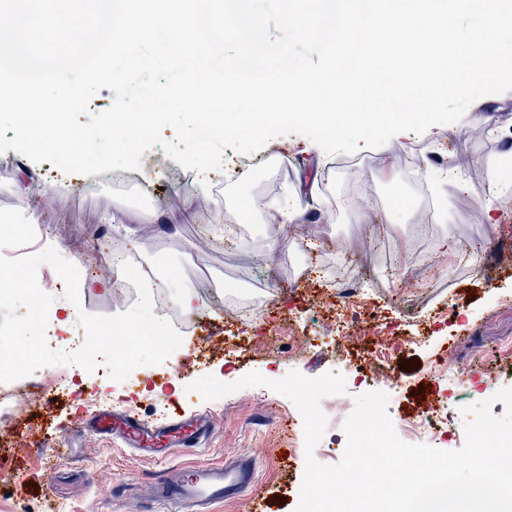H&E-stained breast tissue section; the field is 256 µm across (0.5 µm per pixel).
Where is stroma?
I'll use <instances>...</instances> for the list:
<instances>
[{
    "label": "stroma",
    "mask_w": 512,
    "mask_h": 512,
    "mask_svg": "<svg viewBox=\"0 0 512 512\" xmlns=\"http://www.w3.org/2000/svg\"><path fill=\"white\" fill-rule=\"evenodd\" d=\"M431 143L418 135L361 147L353 155L321 159L292 147V135L273 137L251 158L267 170L224 186V208L253 201L245 232L231 250L205 241L195 210L212 198L199 182L180 179L182 168L163 146L144 181L124 190L111 188L101 175H74L70 189L44 182L26 195L23 170L40 164L7 151L0 169V208L20 210L35 220L37 242L78 254L99 246L135 254L144 265L177 270L169 283L173 300L193 297L181 309L182 323H193L211 337L215 352L197 364L188 348L163 363L134 369L121 382L80 366L63 371L78 393L53 403L32 404L23 380L12 382L18 413L0 416V512H161L152 487L166 472L192 464H220L244 457L256 465V482L240 501L213 506L212 512H294L305 471L303 446L283 432L302 424L296 406L264 386L246 387L207 401L189 385L212 375L232 383L256 371L278 380L296 370L308 377L344 370L363 374L374 350L388 355L398 379L385 380L391 420L412 413L430 400L427 385L434 356L464 370L448 399L444 447L464 443L463 407L486 401L489 373L512 372V166L504 149L512 139V91L474 101L458 122L438 126ZM439 148L453 172L441 187L431 183L424 157ZM498 174L508 185L494 203L497 223L484 219L488 178ZM399 193L411 205V222L391 223ZM298 198L297 223L277 220V205ZM161 209L168 224H151L145 214ZM118 212L106 236L92 238L103 214ZM348 267L357 280L358 304L345 312L351 337L331 333L323 308L321 282H335L334 263ZM273 285L269 306L258 303L264 285ZM400 332H425L428 340L395 348L376 336L378 322ZM314 337L299 348L300 337ZM176 402L186 416L206 415L212 433L196 449H173L165 458L142 459L119 439L81 428L80 420L102 409H128L154 422L168 417ZM354 396L324 400L328 417L314 449L322 464L337 463L346 447L343 424Z\"/></svg>",
    "instance_id": "stroma-1"
}]
</instances>
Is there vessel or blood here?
I'll return each instance as SVG.
<instances>
[{
  "label": "vessel or blood",
  "instance_id": "vessel-or-blood-1",
  "mask_svg": "<svg viewBox=\"0 0 512 512\" xmlns=\"http://www.w3.org/2000/svg\"><path fill=\"white\" fill-rule=\"evenodd\" d=\"M87 427L99 434L120 436L146 457L161 458L173 445L197 447L210 432L211 421L204 415L186 419L178 413L149 423L131 411L103 410L91 417ZM253 482V462L240 458L173 471L156 484L154 497L173 512H208L214 504L240 500Z\"/></svg>",
  "mask_w": 512,
  "mask_h": 512
}]
</instances>
